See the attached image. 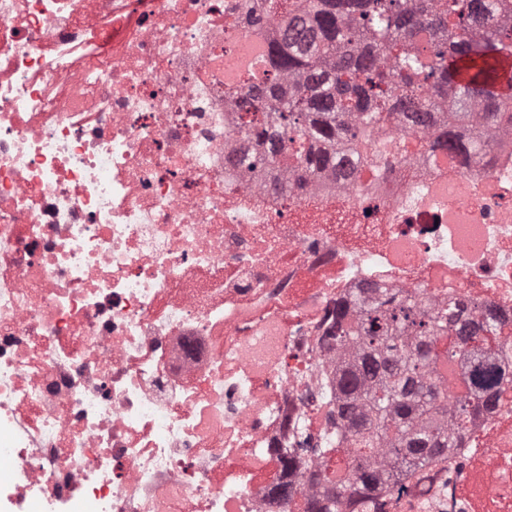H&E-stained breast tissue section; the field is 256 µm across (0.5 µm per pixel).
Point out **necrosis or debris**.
I'll use <instances>...</instances> for the list:
<instances>
[{"label":"necrosis or debris","mask_w":512,"mask_h":512,"mask_svg":"<svg viewBox=\"0 0 512 512\" xmlns=\"http://www.w3.org/2000/svg\"><path fill=\"white\" fill-rule=\"evenodd\" d=\"M249 0H0V512H288L333 432L336 302L512 321V132L305 182L247 171ZM375 512H512V387Z\"/></svg>","instance_id":"obj_1"}]
</instances>
